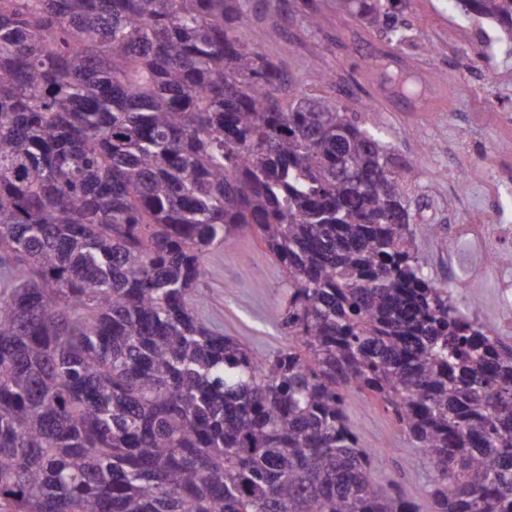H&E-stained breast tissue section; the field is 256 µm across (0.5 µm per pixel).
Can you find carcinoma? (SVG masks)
I'll list each match as a JSON object with an SVG mask.
<instances>
[{"instance_id":"1","label":"carcinoma","mask_w":512,"mask_h":512,"mask_svg":"<svg viewBox=\"0 0 512 512\" xmlns=\"http://www.w3.org/2000/svg\"><path fill=\"white\" fill-rule=\"evenodd\" d=\"M406 0H341L395 43ZM512 52V0H458ZM248 0H0V512H419L373 475L371 395L431 512H512V346L428 278L412 167L285 90ZM256 235L288 348L198 307ZM348 417L364 448L376 451L375 478L382 483H398L419 512H424L421 504L427 501L424 490L431 470L418 450L411 448L391 415L378 401L363 399L349 406Z\"/></svg>"}]
</instances>
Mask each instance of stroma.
<instances>
[{"label":"stroma","instance_id":"35a3bbf8","mask_svg":"<svg viewBox=\"0 0 512 512\" xmlns=\"http://www.w3.org/2000/svg\"><path fill=\"white\" fill-rule=\"evenodd\" d=\"M314 3L322 21L317 30L306 24L304 0H249L242 34L281 62L288 85L342 104L390 145L394 162L413 164L405 197L425 273L442 286L456 280L455 305L466 311L479 301L484 324L494 325L502 300L495 268L482 262L492 251L512 253V243L452 245L448 226L491 213L512 225V175L500 176L490 190L485 168L492 156L512 168V56L486 53L485 29L461 23L448 0H409L400 19L410 38L399 45L341 12L337 0ZM270 15L287 20L275 38L264 22ZM464 167L474 172L465 185L455 178ZM207 268L200 283L207 322L261 355L287 345L276 318L284 303L282 271L260 241H231L209 255ZM348 417L377 454L375 478L398 483L422 504L431 470L391 415L363 399L350 405Z\"/></svg>","mask_w":512,"mask_h":512}]
</instances>
